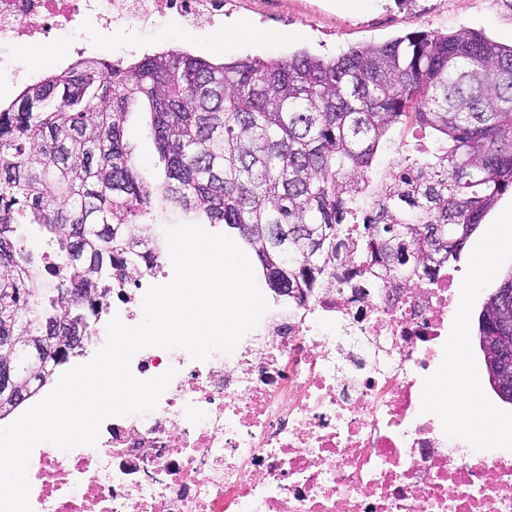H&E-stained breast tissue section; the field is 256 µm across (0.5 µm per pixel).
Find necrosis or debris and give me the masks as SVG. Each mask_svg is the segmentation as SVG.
<instances>
[{"mask_svg":"<svg viewBox=\"0 0 512 512\" xmlns=\"http://www.w3.org/2000/svg\"><path fill=\"white\" fill-rule=\"evenodd\" d=\"M222 7L0 0V75L36 82L21 52L91 25L105 35L174 13L202 29ZM147 288H113L81 362L104 346L113 317L134 319ZM449 288L444 266L397 288L331 280L277 304L261 320L267 334L249 331L230 355L139 350L136 378L175 372L156 408L106 419L96 445L33 449V512H512V456L449 449L430 415Z\"/></svg>","mask_w":512,"mask_h":512,"instance_id":"1","label":"necrosis or debris"}]
</instances>
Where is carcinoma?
I'll return each mask as SVG.
<instances>
[{
    "label": "carcinoma",
    "mask_w": 512,
    "mask_h": 512,
    "mask_svg": "<svg viewBox=\"0 0 512 512\" xmlns=\"http://www.w3.org/2000/svg\"><path fill=\"white\" fill-rule=\"evenodd\" d=\"M146 102L164 182L151 186L124 143ZM408 123L430 150L371 169ZM512 190V45L481 32H419L334 58L246 56L214 63L180 49L77 61L0 103V363L31 395L81 351L32 359L61 329L98 314L112 276H141L152 203L237 232L268 287L302 299L327 277L364 269L382 284L430 278L455 261ZM36 228L54 263L27 245ZM82 288L61 297L46 276ZM512 272L478 316V334L512 348ZM24 400L0 391V420Z\"/></svg>",
    "instance_id": "1"
}]
</instances>
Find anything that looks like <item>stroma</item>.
Here are the masks:
<instances>
[{
  "mask_svg": "<svg viewBox=\"0 0 512 512\" xmlns=\"http://www.w3.org/2000/svg\"><path fill=\"white\" fill-rule=\"evenodd\" d=\"M237 23L248 25L253 37L225 40V30ZM460 28L512 45V0H224L223 20L204 31L171 17L153 30L123 24L105 40L91 29L81 37L97 56L112 60L136 58L147 49L183 48L219 62L246 56L280 58L299 51L334 57L360 43H384L412 32ZM124 138L148 182L157 183L163 164L146 104L132 108ZM494 227L512 232V191L487 214L459 260L449 265L455 297L448 314V341L463 356L476 405L490 420L491 433L483 438V445L510 453L512 404L502 402L492 390L477 338V318L487 296L512 271V245L491 253L484 275L474 271L472 259L487 249L489 231Z\"/></svg>",
  "mask_w": 512,
  "mask_h": 512,
  "instance_id": "obj_1",
  "label": "stroma"
}]
</instances>
